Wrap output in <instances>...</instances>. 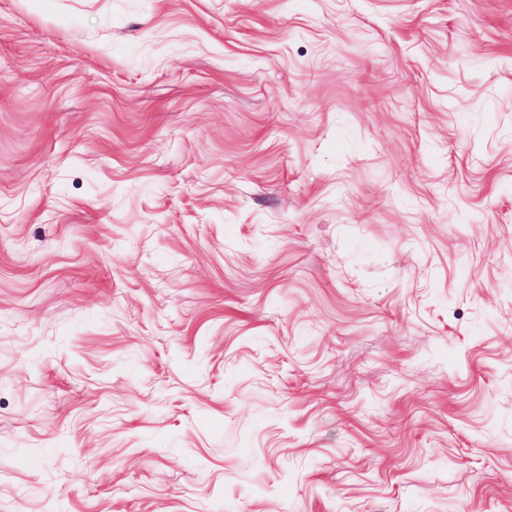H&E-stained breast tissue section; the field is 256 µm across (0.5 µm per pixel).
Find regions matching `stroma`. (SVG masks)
<instances>
[{"label":"stroma","mask_w":512,"mask_h":512,"mask_svg":"<svg viewBox=\"0 0 512 512\" xmlns=\"http://www.w3.org/2000/svg\"><path fill=\"white\" fill-rule=\"evenodd\" d=\"M0 512H512V0H0Z\"/></svg>","instance_id":"1"}]
</instances>
